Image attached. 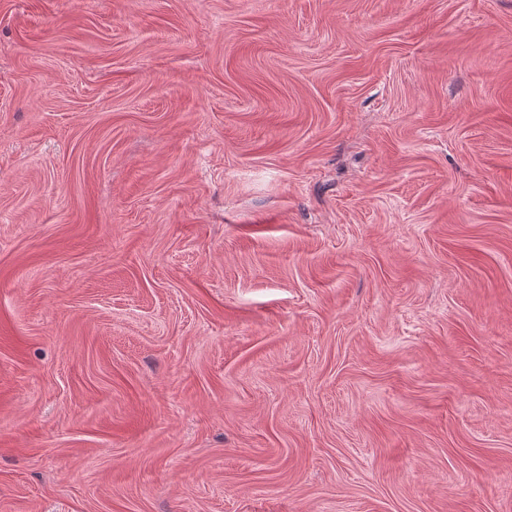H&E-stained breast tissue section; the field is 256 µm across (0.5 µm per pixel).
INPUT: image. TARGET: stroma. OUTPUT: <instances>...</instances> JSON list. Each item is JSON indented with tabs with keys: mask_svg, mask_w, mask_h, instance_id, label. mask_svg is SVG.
Returning <instances> with one entry per match:
<instances>
[{
	"mask_svg": "<svg viewBox=\"0 0 512 512\" xmlns=\"http://www.w3.org/2000/svg\"><path fill=\"white\" fill-rule=\"evenodd\" d=\"M0 512H512V0H0Z\"/></svg>",
	"mask_w": 512,
	"mask_h": 512,
	"instance_id": "obj_1",
	"label": "stroma"
}]
</instances>
